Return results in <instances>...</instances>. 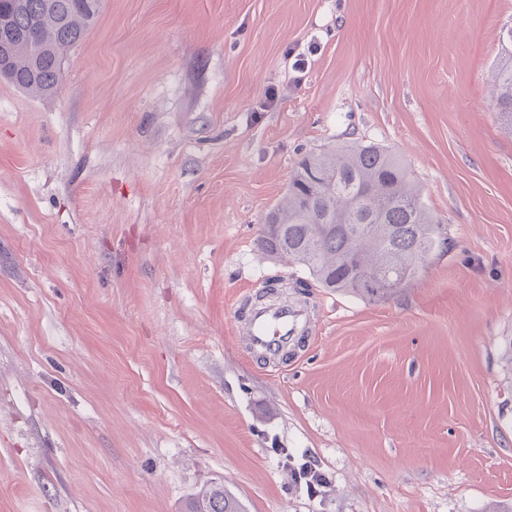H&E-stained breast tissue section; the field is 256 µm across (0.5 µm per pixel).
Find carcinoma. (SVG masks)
<instances>
[{
	"instance_id": "cac0c4a2",
	"label": "carcinoma",
	"mask_w": 512,
	"mask_h": 512,
	"mask_svg": "<svg viewBox=\"0 0 512 512\" xmlns=\"http://www.w3.org/2000/svg\"><path fill=\"white\" fill-rule=\"evenodd\" d=\"M102 0H0V38L11 35L0 58V78L34 97L63 81V60L95 24ZM502 118L512 127V28L491 76ZM259 252L308 270L321 288L369 300L397 295L434 253L448 249L441 224L403 164L376 145L350 143L305 155L288 194L265 216ZM185 512H247L223 484L202 487Z\"/></svg>"
}]
</instances>
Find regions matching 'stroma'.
Instances as JSON below:
<instances>
[{
	"instance_id": "35a3bbf8",
	"label": "stroma",
	"mask_w": 512,
	"mask_h": 512,
	"mask_svg": "<svg viewBox=\"0 0 512 512\" xmlns=\"http://www.w3.org/2000/svg\"><path fill=\"white\" fill-rule=\"evenodd\" d=\"M510 28L512 0H103L54 95L0 80V512L214 481L247 512H512ZM356 140L448 237L386 301L255 249L301 156ZM275 278L312 327L270 368L239 322ZM503 43L502 55L491 81L499 112L512 129V28L503 35ZM295 473L297 470H294ZM298 473V481L301 479L305 480L306 488L308 493L316 494L318 492L317 487H324L326 484V478L323 473L317 468V465L311 460H305L300 464Z\"/></svg>"
}]
</instances>
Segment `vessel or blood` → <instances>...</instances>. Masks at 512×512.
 <instances>
[{"label": "vessel or blood", "mask_w": 512, "mask_h": 512, "mask_svg": "<svg viewBox=\"0 0 512 512\" xmlns=\"http://www.w3.org/2000/svg\"><path fill=\"white\" fill-rule=\"evenodd\" d=\"M311 325L306 308L278 302L249 310L242 329L249 345L268 360L279 359Z\"/></svg>", "instance_id": "vessel-or-blood-1"}]
</instances>
